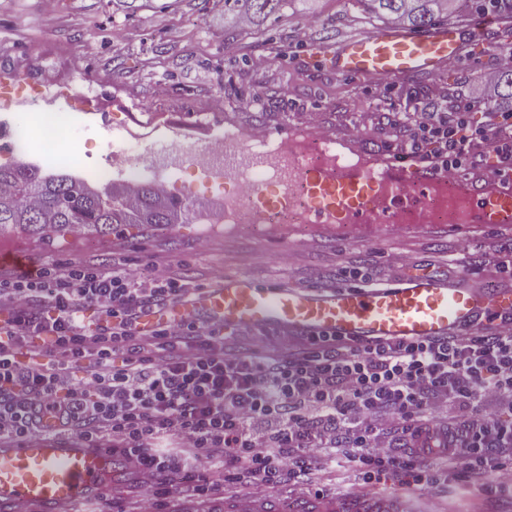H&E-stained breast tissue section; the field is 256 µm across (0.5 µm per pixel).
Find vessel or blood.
<instances>
[{
  "label": "vessel or blood",
  "mask_w": 512,
  "mask_h": 512,
  "mask_svg": "<svg viewBox=\"0 0 512 512\" xmlns=\"http://www.w3.org/2000/svg\"><path fill=\"white\" fill-rule=\"evenodd\" d=\"M327 66L352 78L404 79L438 72L463 56L456 27L440 25L421 34L388 24L343 38L323 50ZM312 131L281 126L250 145L225 139L224 176L236 181L261 175L286 187L276 199L256 195L263 211L310 203L305 224H483L512 226V179L485 170L456 178L418 158L372 149L341 132L327 138L332 149L309 164L305 145ZM512 315L511 288H478L468 279L416 272L387 284L333 287H270L246 275L230 276L215 288L169 307L176 319L210 318L225 328L275 331L291 336H336L359 342L427 339L471 328L483 315ZM135 478L132 463L109 448L76 438L0 441V501L58 512L60 506L112 492ZM393 494L340 493L310 499L290 512H411Z\"/></svg>",
  "instance_id": "1"
}]
</instances>
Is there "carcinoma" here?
Instances as JSON below:
<instances>
[{"instance_id": "cac0c4a2", "label": "carcinoma", "mask_w": 512, "mask_h": 512, "mask_svg": "<svg viewBox=\"0 0 512 512\" xmlns=\"http://www.w3.org/2000/svg\"><path fill=\"white\" fill-rule=\"evenodd\" d=\"M362 22L387 21L427 31L461 12L499 13L512 18V0H356ZM288 0H224V14L249 17V28L276 15ZM191 203L167 196L152 184L134 194L120 187V198L103 199L86 191L85 182L68 173L47 176L34 166L0 164V234L20 230L30 236L52 233L65 237L80 227L95 237H106L127 224H171L177 214L187 215Z\"/></svg>"}]
</instances>
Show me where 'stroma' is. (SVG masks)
<instances>
[{"label":"stroma","mask_w":512,"mask_h":512,"mask_svg":"<svg viewBox=\"0 0 512 512\" xmlns=\"http://www.w3.org/2000/svg\"><path fill=\"white\" fill-rule=\"evenodd\" d=\"M61 0L47 13L43 0H0V58L15 57L19 72L57 65L76 88L107 85L100 101L104 112H160L173 100L208 103L223 98L224 121L239 131L254 125L304 127L305 115L320 113L327 131L352 133L353 120L376 90L387 89L403 102L436 101L446 91L472 88L497 66L496 46L506 30L503 21L479 27L478 15L457 21L465 42L462 63L439 73L404 79L340 77L317 57L353 34L357 10L351 0H291L288 8L253 30L231 32L224 20V0ZM318 25L310 40L294 36L308 20ZM164 43L165 54L152 50ZM111 128L78 119L54 145L66 158L70 174L80 164L104 160ZM192 213L177 224L139 230L133 226L104 238L84 233L58 239L15 232L0 236V252L19 253L31 263L45 261L147 264L168 267L199 288L224 277L246 274L262 285H309V270L319 267L335 276L341 261H365L372 282L399 279L401 269L387 259L407 253L411 265L468 278L483 286L499 282L486 254L512 247V227L406 229L387 224H270L246 209L236 224L224 221V199L208 185L192 187ZM206 239L209 246L198 250ZM420 512H512V496L499 492L491 479L469 478L450 487L413 495Z\"/></svg>","instance_id":"1"}]
</instances>
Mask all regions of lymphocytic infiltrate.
Listing matches in <instances>:
<instances>
[{"label":"lymphocytic infiltrate","mask_w":512,"mask_h":512,"mask_svg":"<svg viewBox=\"0 0 512 512\" xmlns=\"http://www.w3.org/2000/svg\"><path fill=\"white\" fill-rule=\"evenodd\" d=\"M497 57L475 94L451 102L401 106L378 91L355 130L451 176L489 160L511 175L512 108L493 87L498 71L512 70V48ZM194 294L154 266L105 272L45 262L0 276V439L65 433L119 451L141 471L130 512H171L173 502L206 505L228 493L246 504L286 482L317 492L328 465L353 469L357 492L397 471L409 488L489 476L512 490L511 316L489 315L444 338L373 345L282 335L275 349L244 353L228 352L217 322L141 329L145 315ZM94 308L98 319L87 321ZM433 423L458 434V447L408 451ZM202 465L215 477L200 474Z\"/></svg>","instance_id":"f902f5d3"}]
</instances>
